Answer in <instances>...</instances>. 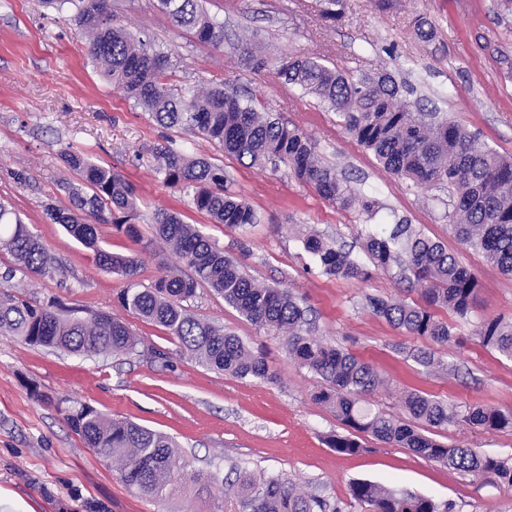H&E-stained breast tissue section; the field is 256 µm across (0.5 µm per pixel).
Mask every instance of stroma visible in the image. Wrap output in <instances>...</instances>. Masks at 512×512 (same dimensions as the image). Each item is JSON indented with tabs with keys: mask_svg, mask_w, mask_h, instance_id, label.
Returning a JSON list of instances; mask_svg holds the SVG:
<instances>
[{
	"mask_svg": "<svg viewBox=\"0 0 512 512\" xmlns=\"http://www.w3.org/2000/svg\"><path fill=\"white\" fill-rule=\"evenodd\" d=\"M204 6L224 23V47L197 42L158 9L157 0H114L112 10L115 25L151 39L169 55L176 88L247 87L263 98L274 117L315 141L322 161L342 173L352 189L377 201L376 214L340 208L297 183L285 168L252 167L200 136L160 128L101 76L70 10L50 12L40 0H0V199L67 270L63 279L36 278L0 248V273L14 271L12 282L0 281V290L20 284L38 303L52 300L64 308L124 315L118 296L126 278L100 270L94 253L45 215L46 205L68 203L60 182L69 172L60 154L69 147L135 185L141 241L108 226L100 227L99 238L109 252L140 258L143 286L179 263L154 240L153 214L179 212L235 256L258 283L302 295L324 342L374 364L386 379L373 397L377 409L402 416L401 396L417 390L460 408L478 404L512 413V362L482 346L474 334L483 318L512 319V278L453 238L447 190L417 191L391 176L334 113L312 96L285 89L274 70H254L234 48L243 42L274 58L318 57L357 74L389 71L411 88L412 100L445 113L512 156V15L500 16L498 0H393L387 9L378 0H343L334 20L321 17V0H204ZM418 15L433 25L429 40L413 31ZM164 139L186 155L223 166L229 190L261 213V223L244 233L227 230L167 186L152 153ZM400 218L442 239L479 281L469 319L458 328L459 342L436 347L441 365L434 369L411 356L424 347L423 339L396 329L365 305L369 295L417 300L396 271H378L366 281L311 275L306 271L310 258L299 241L301 230L311 228L352 247L362 225ZM187 306L196 317L223 325L262 351L276 382L207 369L184 354L162 327L133 316L128 323L141 340L133 355L89 358L0 335V512L237 509L234 498L215 505L188 490L160 500L132 493L85 447L63 412L33 398L34 386L174 437L192 469L223 476L238 464L285 474L341 512H369L349 495L356 480L445 501L452 512H512V488L490 475L475 478L370 437L364 440L366 452L336 454L326 438L345 428L313 401L318 380L288 357L282 337L257 330L206 287L197 288ZM436 438L512 460V430L460 424L437 430Z\"/></svg>",
	"mask_w": 512,
	"mask_h": 512,
	"instance_id": "stroma-1",
	"label": "stroma"
}]
</instances>
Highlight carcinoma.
<instances>
[{
    "mask_svg": "<svg viewBox=\"0 0 512 512\" xmlns=\"http://www.w3.org/2000/svg\"><path fill=\"white\" fill-rule=\"evenodd\" d=\"M48 8H74L73 21L89 42L92 62L103 78L122 88L159 126L178 128L219 144L224 153L250 166L284 164L298 183L344 209L375 211L374 200L359 197L320 160L316 144L306 134L272 116L254 98L229 94L221 88L175 93L167 82L170 60L148 39H136L112 24L110 0H42ZM172 21L193 32L201 43L224 46V22L211 16L199 0H158ZM287 87L315 97L336 114L341 126L389 174L416 188H446L456 198L450 230L465 248L483 255L500 273L512 276V157L499 153L481 137L437 112H422L404 97L405 87L385 72L372 80L365 75L330 68L314 57L283 58L275 66ZM158 173L166 185L190 197L194 208L230 231H245L261 223L257 209L227 188L224 167L206 158H192L164 141L154 147ZM80 181L64 180L69 206L45 208L47 218L93 251L99 266L130 280L120 296L122 308L163 328L183 352L202 366L238 379L272 383L264 354L246 346L224 327L192 316L185 302L197 287L206 286L257 329L284 337L288 356L321 380L313 399L330 409L347 433L327 438L341 455H358L367 448L360 434L406 448L435 463L473 476L491 474L512 487V462L470 448L445 444L423 433L464 423L483 430L512 429V413L485 405L463 410L420 391H408L401 407L404 421L372 408L368 396L384 385L377 368L315 336L310 308L289 288L256 282L237 260L224 253L197 225L174 211L154 213L155 237L167 245L185 269H167L154 285L136 281L142 265L132 255L114 254L100 246L98 225L110 224L132 241H141L136 224L137 194L120 172L98 165L76 150L61 154ZM365 260L317 233L300 234L313 268L322 275L366 281L374 271L396 267L420 300L408 302L383 296L365 297L378 317L433 344L455 340L458 323L468 320L479 281L448 250L442 240L426 235L404 219L381 227H362ZM0 245L17 265L40 278H53L60 266L53 254L23 224L15 211L0 202ZM443 309L454 317H437ZM0 335L33 346L85 357H110L137 352L140 339L122 319L109 313L85 318L61 311L55 302L37 304L21 293L0 291ZM477 335L484 347L512 360V320L501 316L482 320ZM71 430L136 494L160 499L175 491V483L191 482L218 499L233 494L237 512H327V500L297 487L287 476L235 468L232 480L188 469L168 435L135 423L114 419L87 405L66 410ZM351 498L373 512H450V506L428 497L383 487L367 480L350 485Z\"/></svg>",
    "mask_w": 512,
    "mask_h": 512,
    "instance_id": "1",
    "label": "carcinoma"
}]
</instances>
